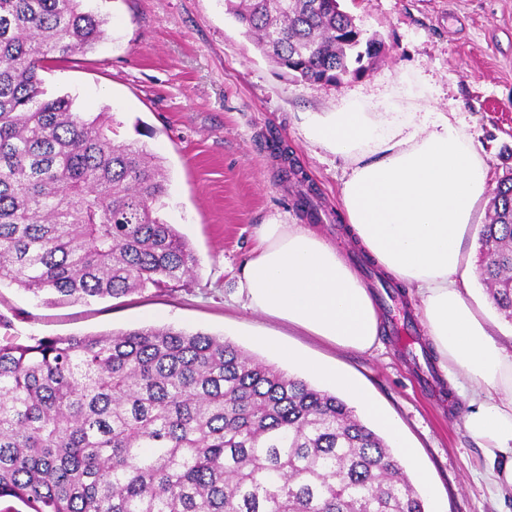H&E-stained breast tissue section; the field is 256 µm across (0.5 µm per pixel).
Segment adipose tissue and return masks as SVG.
I'll return each instance as SVG.
<instances>
[{
    "label": "adipose tissue",
    "instance_id": "obj_1",
    "mask_svg": "<svg viewBox=\"0 0 512 512\" xmlns=\"http://www.w3.org/2000/svg\"><path fill=\"white\" fill-rule=\"evenodd\" d=\"M405 89L382 99L350 97L313 116L311 138L347 163L340 188L347 231L371 260L403 282L422 314L438 367L465 394L463 426L486 459L484 479L512 488V338L496 337L469 294L477 279L470 225L482 217L489 167L448 115L409 108ZM243 265L235 298L244 309L288 323L336 348L380 344L370 289L336 244L305 224H264ZM253 343L301 373L352 393L381 417L345 373L256 329Z\"/></svg>",
    "mask_w": 512,
    "mask_h": 512
}]
</instances>
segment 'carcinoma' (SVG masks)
Masks as SVG:
<instances>
[{
  "label": "carcinoma",
  "mask_w": 512,
  "mask_h": 512,
  "mask_svg": "<svg viewBox=\"0 0 512 512\" xmlns=\"http://www.w3.org/2000/svg\"><path fill=\"white\" fill-rule=\"evenodd\" d=\"M307 85L379 54L340 0H224ZM106 23L92 0H0V283L54 302L163 292L198 259L157 215L163 161L50 93L45 63ZM479 230L480 276L512 322V175ZM30 512H426L386 438L339 396L224 338L169 326L0 336V502Z\"/></svg>",
  "instance_id": "cac0c4a2"
}]
</instances>
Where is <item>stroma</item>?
<instances>
[{
	"instance_id": "35a3bbf8",
	"label": "stroma",
	"mask_w": 512,
	"mask_h": 512,
	"mask_svg": "<svg viewBox=\"0 0 512 512\" xmlns=\"http://www.w3.org/2000/svg\"><path fill=\"white\" fill-rule=\"evenodd\" d=\"M383 47L365 73L331 85L297 83L268 60L226 13L224 0H97L105 36L94 48L54 62L46 87L75 96L81 111L109 110L120 136L150 128L149 150L169 175L160 218L189 242L199 266L165 295L47 302L0 286V314L18 336L94 335L171 326L224 337L276 365L252 345L259 327L313 359H332L358 378L398 423L428 476V512H512V490L490 494L462 416L458 392L423 385L431 368L410 321L389 315L401 284L377 276L345 232L339 191L345 162L311 140L310 116L352 96H378L411 81L419 108L451 114L489 165V187L512 171V0H341ZM295 176L284 177L286 165ZM315 189L314 223L339 246L373 292L383 316L382 346L343 351L233 301L260 225L305 224L299 193Z\"/></svg>"
}]
</instances>
